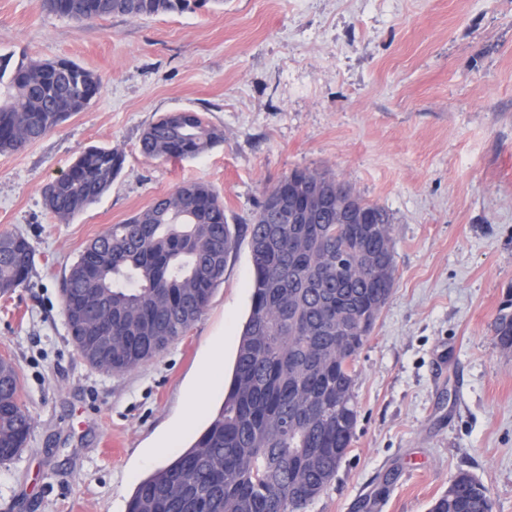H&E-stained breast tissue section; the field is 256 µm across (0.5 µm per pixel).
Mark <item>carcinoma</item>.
<instances>
[{"label":"carcinoma","mask_w":512,"mask_h":512,"mask_svg":"<svg viewBox=\"0 0 512 512\" xmlns=\"http://www.w3.org/2000/svg\"><path fill=\"white\" fill-rule=\"evenodd\" d=\"M206 0H43L78 25L109 15L153 17ZM0 58V152H16L83 111L100 79L66 59ZM224 142L197 111L164 113L145 128L150 160L196 158ZM124 156L91 145L43 192L68 221L96 201L121 172ZM305 187L332 176L291 172ZM346 197L377 218L343 224V198L315 224H288L259 204L251 223L230 226L224 201L204 182L179 185L94 238L61 283L68 336L91 367L136 369L183 337L207 309L242 236L249 238L251 312L224 402L207 427L170 463L141 479L128 512H300L332 482L351 447L359 411L355 362L386 305L396 264L391 217L345 186ZM34 265L28 240L0 233V294L26 285ZM498 344L512 349V293L494 320ZM112 337L99 352L93 337ZM31 419L13 362L0 358V463L26 446ZM428 512H493L488 490L458 472Z\"/></svg>","instance_id":"carcinoma-1"}]
</instances>
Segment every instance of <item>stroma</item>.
I'll list each match as a JSON object with an SVG mask.
<instances>
[{
    "instance_id": "1",
    "label": "stroma",
    "mask_w": 512,
    "mask_h": 512,
    "mask_svg": "<svg viewBox=\"0 0 512 512\" xmlns=\"http://www.w3.org/2000/svg\"><path fill=\"white\" fill-rule=\"evenodd\" d=\"M0 54L67 59L102 79L85 108L0 153V233L30 242L26 287L0 295V357L14 362L29 443L0 464V512H127L143 456L164 439L220 347L231 370L251 309L239 239L186 335L138 369L90 368L61 282L83 247L187 181L229 224L306 168L347 182L392 221L390 299L356 366L355 437L303 512H427L458 471L512 512V350L493 324L512 290V0H224L84 26L42 0H0ZM181 108L224 133L182 161L143 157L142 130ZM90 145L122 152L108 191L68 222L44 185Z\"/></svg>"
}]
</instances>
